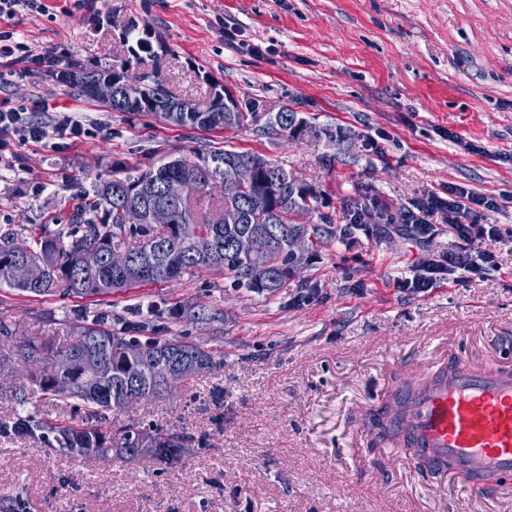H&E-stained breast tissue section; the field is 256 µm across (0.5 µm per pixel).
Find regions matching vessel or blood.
Masks as SVG:
<instances>
[{
  "instance_id": "obj_1",
  "label": "vessel or blood",
  "mask_w": 512,
  "mask_h": 512,
  "mask_svg": "<svg viewBox=\"0 0 512 512\" xmlns=\"http://www.w3.org/2000/svg\"><path fill=\"white\" fill-rule=\"evenodd\" d=\"M406 406L390 419L401 446L427 470L482 487L512 475V370L461 359L453 370L427 371L418 386L395 388Z\"/></svg>"
}]
</instances>
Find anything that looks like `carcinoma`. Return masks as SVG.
Returning a JSON list of instances; mask_svg holds the SVG:
<instances>
[{
	"mask_svg": "<svg viewBox=\"0 0 512 512\" xmlns=\"http://www.w3.org/2000/svg\"><path fill=\"white\" fill-rule=\"evenodd\" d=\"M102 79H112L120 85L123 101L136 103L143 96L142 78L128 75L124 62L94 70L78 66L60 76V82L79 88L87 97L88 84ZM182 106L186 111L154 112L152 116L171 126L204 130L231 127L239 131L255 124L252 112L224 111L219 97L210 112L190 111L194 102L188 100ZM273 127L289 139L308 124L288 110L268 118L262 129ZM258 156V152L219 148L197 151L192 159L161 158L136 177L116 173L97 187L105 219L87 224L84 232L61 230L29 244L18 242L14 236H0V277L8 280L10 287L37 296L50 295L63 284L67 292L78 297H106L145 284L178 280L203 268H222L232 287L274 294L312 256L310 252L295 255L291 251L293 237L305 235L314 246L324 228L295 224L288 218L294 212L315 210L317 196L307 187L296 185L290 172L272 160L260 174L261 184L242 197H226L222 189L211 192L212 185H224L230 164ZM177 177L189 180L190 192L183 202L173 205V223L163 229L147 222L134 227L121 223L120 208L125 202L130 200L148 208L162 200L160 184ZM250 233L264 234L269 239L268 250L258 257L242 256L233 248L238 237ZM117 246L133 254L134 272L114 271L105 263L91 272L82 268L81 255L86 249L93 247L105 256ZM19 259L32 268L31 280L23 285L9 280V267ZM257 264L267 267V279L251 278L250 269ZM139 330L128 324L124 326L127 335L122 336L112 331L105 318L97 316L78 327L76 336L64 346L28 345L21 356L30 366V387L19 393L18 400L26 403L37 394L54 400H77L88 414L97 416L128 390L142 399L160 393L169 381L182 377L175 367L178 359L193 361L198 372L223 364L221 352H210L179 336L141 338L135 335ZM57 356L65 358L61 369L74 374L72 390L59 387L58 380L35 368ZM0 433L52 440L63 451L83 459L109 456L133 461L153 457L171 464L181 460L185 446L192 440L188 435H165L130 424L106 436L87 422L39 421L20 413L1 421Z\"/></svg>",
	"mask_w": 512,
	"mask_h": 512,
	"instance_id": "cac0c4a2",
	"label": "carcinoma"
}]
</instances>
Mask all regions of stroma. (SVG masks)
Wrapping results in <instances>:
<instances>
[{
	"label": "stroma",
	"instance_id": "obj_1",
	"mask_svg": "<svg viewBox=\"0 0 512 512\" xmlns=\"http://www.w3.org/2000/svg\"><path fill=\"white\" fill-rule=\"evenodd\" d=\"M47 10L0 15L31 54L5 70L0 99H40L24 120L54 128L80 119L86 135L20 143L0 133V234H52L87 220L96 187L124 162L135 176L163 157L229 147L259 152L313 187L328 221L310 264L278 293L230 287L218 269L103 298L27 295L0 283V354L31 341H69L83 315L113 328L146 322L224 354L121 417H88L80 402L33 397L40 419L91 420L103 433L133 424L191 438L182 462L73 458L57 446L0 437V505L22 512H512V476L475 490L426 470L392 444L356 436L381 393L411 368L512 355V245L485 247L493 264L463 282L401 292L415 258L453 238L433 215L431 238L397 232L404 212L461 185L494 198L489 223L512 231V0H42ZM150 43L139 52L137 40ZM131 60L180 99L208 104L213 85L298 112L328 138L289 141L257 127L222 132L114 112L57 79L75 63ZM379 212L356 230L350 205ZM192 303L212 313L156 317Z\"/></svg>",
	"mask_w": 512,
	"mask_h": 512
}]
</instances>
